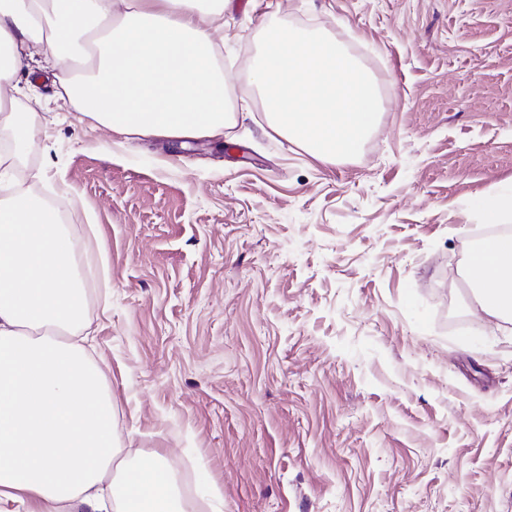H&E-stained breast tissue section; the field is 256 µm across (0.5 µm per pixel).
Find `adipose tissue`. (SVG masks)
Returning <instances> with one entry per match:
<instances>
[{
  "mask_svg": "<svg viewBox=\"0 0 512 512\" xmlns=\"http://www.w3.org/2000/svg\"><path fill=\"white\" fill-rule=\"evenodd\" d=\"M224 0H0V127L21 135L28 59L54 61L62 98L120 135L203 136L231 126L211 22ZM74 236L20 193L0 204V512H220L165 455L124 454L103 368L87 349ZM464 276L481 310L512 322V233L482 243Z\"/></svg>",
  "mask_w": 512,
  "mask_h": 512,
  "instance_id": "adipose-tissue-1",
  "label": "adipose tissue"
}]
</instances>
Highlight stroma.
Here are the masks:
<instances>
[{
    "label": "stroma",
    "mask_w": 512,
    "mask_h": 512,
    "mask_svg": "<svg viewBox=\"0 0 512 512\" xmlns=\"http://www.w3.org/2000/svg\"><path fill=\"white\" fill-rule=\"evenodd\" d=\"M374 76L357 157L274 135L247 89L263 0L216 33L248 114L218 136L122 137L38 105L12 178L73 202L93 355L121 441L223 512H512V323L460 276L493 194L512 226V0H275Z\"/></svg>",
    "instance_id": "35a3bbf8"
}]
</instances>
